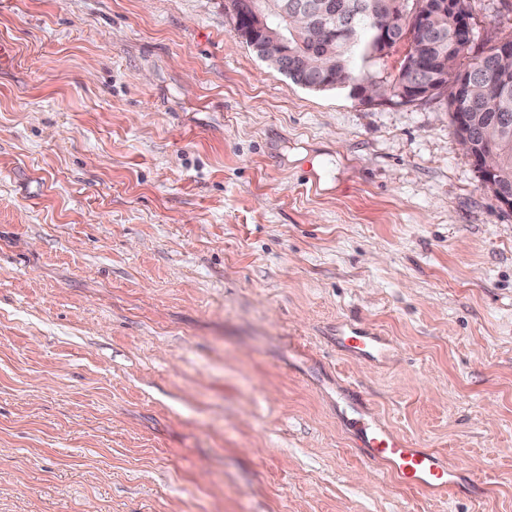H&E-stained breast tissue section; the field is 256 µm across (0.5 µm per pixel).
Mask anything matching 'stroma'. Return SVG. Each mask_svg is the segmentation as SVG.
<instances>
[{
  "mask_svg": "<svg viewBox=\"0 0 512 512\" xmlns=\"http://www.w3.org/2000/svg\"><path fill=\"white\" fill-rule=\"evenodd\" d=\"M224 5L0 0V512H512V210L446 95L304 89ZM340 377L477 494L359 457ZM376 80L372 78H366L362 81L357 82L352 89L351 97L355 100L359 101L361 104L369 105L375 103H384V102H396L395 100H391L394 92L392 90L391 94L385 97H379L374 93ZM396 343L389 336L353 325L336 328V348L346 357L367 364H382L391 355Z\"/></svg>",
  "mask_w": 512,
  "mask_h": 512,
  "instance_id": "stroma-1",
  "label": "stroma"
}]
</instances>
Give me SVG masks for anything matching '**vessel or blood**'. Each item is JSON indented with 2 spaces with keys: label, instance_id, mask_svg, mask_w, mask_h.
Returning <instances> with one entry per match:
<instances>
[{
  "label": "vessel or blood",
  "instance_id": "1",
  "mask_svg": "<svg viewBox=\"0 0 512 512\" xmlns=\"http://www.w3.org/2000/svg\"><path fill=\"white\" fill-rule=\"evenodd\" d=\"M395 347L392 338L342 324L336 329V348L346 357L367 364L384 363ZM340 395L344 401L341 422L352 435L355 448L366 460L389 467L405 486L431 493L458 491L469 480L467 471L449 465L438 452L417 447L381 421L370 409L369 401L357 385L345 382Z\"/></svg>",
  "mask_w": 512,
  "mask_h": 512
}]
</instances>
